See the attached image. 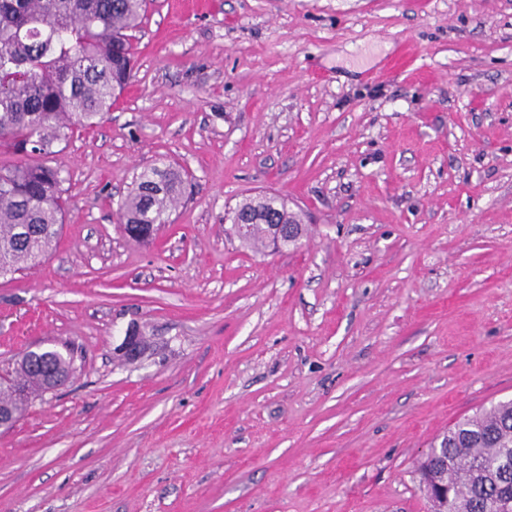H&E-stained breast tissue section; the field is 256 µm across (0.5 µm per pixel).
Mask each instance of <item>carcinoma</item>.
Masks as SVG:
<instances>
[{
  "label": "carcinoma",
  "instance_id": "cac0c4a2",
  "mask_svg": "<svg viewBox=\"0 0 512 512\" xmlns=\"http://www.w3.org/2000/svg\"><path fill=\"white\" fill-rule=\"evenodd\" d=\"M146 0H0V270L15 273L41 261L60 238L68 204L61 171L47 164L69 131L112 111L132 77L131 32L139 28ZM189 173L174 163L145 167L118 206L129 238L151 237L169 223ZM251 224L239 236L259 250L272 225L304 231L299 216L277 195L242 200L229 214ZM59 352L42 368L22 353L0 386V408L13 404V389L38 396L44 373L70 369ZM433 447L439 454L416 466L418 489L430 512L437 498L448 512H512V471L497 461L512 448V400L498 401L458 419Z\"/></svg>",
  "mask_w": 512,
  "mask_h": 512
}]
</instances>
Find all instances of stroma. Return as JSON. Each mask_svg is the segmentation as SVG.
<instances>
[{"instance_id":"35a3bbf8","label":"stroma","mask_w":512,"mask_h":512,"mask_svg":"<svg viewBox=\"0 0 512 512\" xmlns=\"http://www.w3.org/2000/svg\"><path fill=\"white\" fill-rule=\"evenodd\" d=\"M133 46L54 157L56 249L0 277V366L73 353L0 432V512H428L417 460L512 397V0H149ZM168 161L192 185L130 241ZM264 193L296 248L230 235ZM189 173L174 163L145 167L118 206V220L129 238L151 237L157 224L169 223V212L180 202ZM236 217L251 224L250 230L244 235H240L236 228ZM228 219L242 245L256 250L266 248V241L272 235L271 224H289L298 233L304 231L297 213L290 211L285 200L277 195L245 198L232 209Z\"/></svg>"}]
</instances>
